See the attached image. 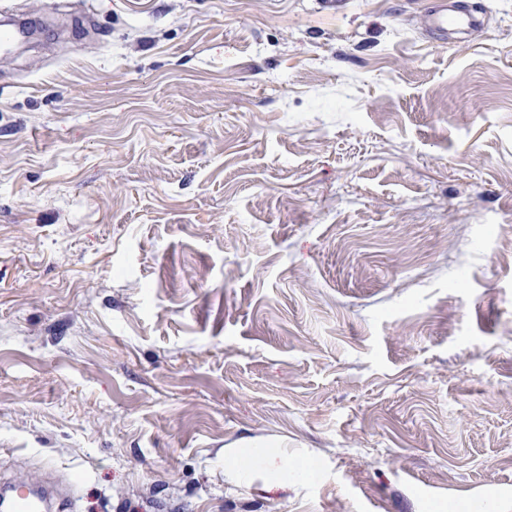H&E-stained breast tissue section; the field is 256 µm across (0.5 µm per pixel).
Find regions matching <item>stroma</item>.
Masks as SVG:
<instances>
[{
	"instance_id": "35a3bbf8",
	"label": "stroma",
	"mask_w": 512,
	"mask_h": 512,
	"mask_svg": "<svg viewBox=\"0 0 512 512\" xmlns=\"http://www.w3.org/2000/svg\"><path fill=\"white\" fill-rule=\"evenodd\" d=\"M323 2L0 0V480L512 512V0ZM457 2L438 0L424 17L429 30L441 36H448V29L468 33L480 26L479 20L470 13L455 6Z\"/></svg>"
}]
</instances>
